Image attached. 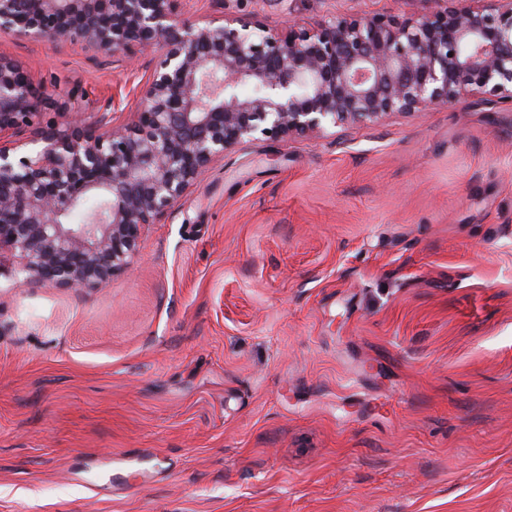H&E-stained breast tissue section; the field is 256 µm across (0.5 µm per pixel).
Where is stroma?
Wrapping results in <instances>:
<instances>
[{"label":"stroma","instance_id":"obj_1","mask_svg":"<svg viewBox=\"0 0 512 512\" xmlns=\"http://www.w3.org/2000/svg\"><path fill=\"white\" fill-rule=\"evenodd\" d=\"M440 0H176L310 29ZM52 105L135 64L0 32ZM0 260V512H512V102L226 152L98 288Z\"/></svg>","mask_w":512,"mask_h":512}]
</instances>
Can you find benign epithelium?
<instances>
[{
	"label": "benign epithelium",
	"mask_w": 512,
	"mask_h": 512,
	"mask_svg": "<svg viewBox=\"0 0 512 512\" xmlns=\"http://www.w3.org/2000/svg\"><path fill=\"white\" fill-rule=\"evenodd\" d=\"M432 14L186 23L174 0H0V31L103 58L157 59L126 121L87 124L78 91L42 123L30 72L0 54V252L26 284L95 288L130 269L143 229L199 174L259 137H310L490 93L512 100V0H443ZM250 93L242 94L239 87ZM88 197L99 205L74 224Z\"/></svg>",
	"instance_id": "benign-epithelium-1"
}]
</instances>
